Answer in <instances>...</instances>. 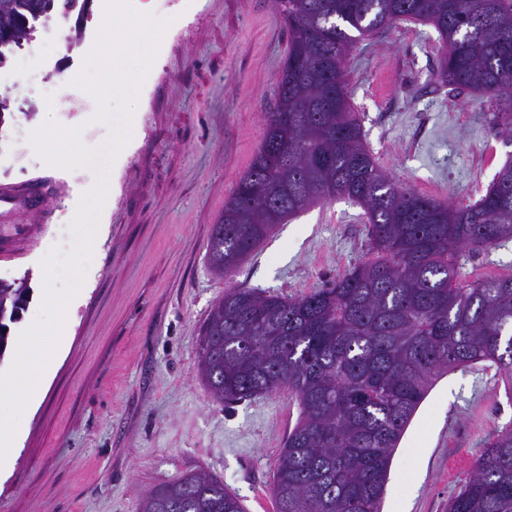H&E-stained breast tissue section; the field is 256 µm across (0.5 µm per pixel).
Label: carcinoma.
<instances>
[{
    "label": "carcinoma",
    "mask_w": 512,
    "mask_h": 512,
    "mask_svg": "<svg viewBox=\"0 0 512 512\" xmlns=\"http://www.w3.org/2000/svg\"><path fill=\"white\" fill-rule=\"evenodd\" d=\"M57 0H0V64ZM288 53L262 142L213 225L226 275L310 206L336 197L367 216L371 257L310 294L230 288L198 336L202 384L219 402L288 390L299 419L280 449L274 512H381L395 448L434 383L489 362L512 392V275L467 281L458 254L512 239V160L476 203L456 207L394 181L363 143L343 62L399 20L436 21L441 78L487 97L512 141V0H277ZM24 279L0 280V360L25 309ZM138 512H245L224 482L189 472L142 495ZM448 512H512V425L485 442Z\"/></svg>",
    "instance_id": "obj_1"
}]
</instances>
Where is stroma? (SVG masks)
<instances>
[{
	"label": "stroma",
	"instance_id": "1",
	"mask_svg": "<svg viewBox=\"0 0 512 512\" xmlns=\"http://www.w3.org/2000/svg\"><path fill=\"white\" fill-rule=\"evenodd\" d=\"M55 10L43 31L0 64L11 114L0 124V188L26 189L0 202V280H26L29 301L10 326L18 339L41 315L42 265L67 251L68 225L89 169L67 174L28 142L45 101H64L60 126L102 144L94 97L77 86L105 16ZM154 0L166 30L140 87L131 137L112 168L95 242L98 269L67 312L65 340L20 417L0 512H137L141 494L189 471L236 492L247 512H274V463L299 417L286 391L227 406L213 401L197 368L198 329L232 287L300 297L369 256L364 209L342 197L310 207L275 231L228 277L212 272L207 241L248 167L276 102L288 30L275 0ZM85 40L74 41L75 32ZM433 26L403 20L360 40L345 63L364 143L396 181L456 205L478 201L512 144L490 122L492 107L440 77ZM468 280L512 274V240L462 251ZM512 423V395L496 367L441 377L407 426L393 457L382 512H446L486 439Z\"/></svg>",
	"mask_w": 512,
	"mask_h": 512
}]
</instances>
